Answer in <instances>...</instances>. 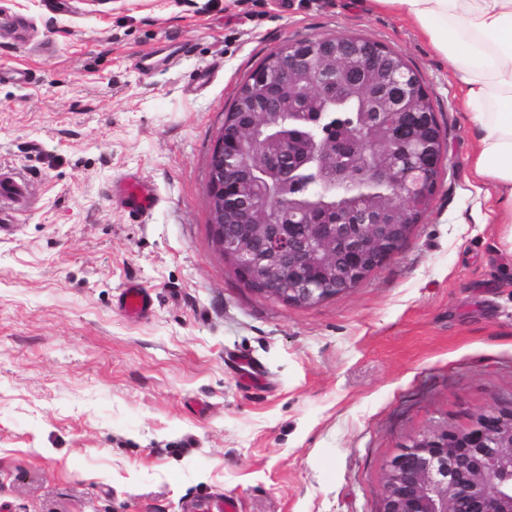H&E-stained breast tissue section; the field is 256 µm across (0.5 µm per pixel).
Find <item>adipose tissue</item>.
<instances>
[{"label": "adipose tissue", "instance_id": "ef3b65f1", "mask_svg": "<svg viewBox=\"0 0 512 512\" xmlns=\"http://www.w3.org/2000/svg\"><path fill=\"white\" fill-rule=\"evenodd\" d=\"M378 2L411 18L447 60L476 130L472 175L497 197L499 243L512 257V0Z\"/></svg>", "mask_w": 512, "mask_h": 512}]
</instances>
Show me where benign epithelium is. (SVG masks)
I'll list each match as a JSON object with an SVG mask.
<instances>
[{
	"instance_id": "1",
	"label": "benign epithelium",
	"mask_w": 512,
	"mask_h": 512,
	"mask_svg": "<svg viewBox=\"0 0 512 512\" xmlns=\"http://www.w3.org/2000/svg\"><path fill=\"white\" fill-rule=\"evenodd\" d=\"M354 48L346 35H327L289 46L253 74L242 104L228 112L207 162L209 224L216 252L249 290L287 305L309 306L337 295L334 285L361 284L397 255L411 233L405 212L384 218L374 207L359 211L355 224H322L288 199L295 173L309 165L333 190L345 184L346 149L378 150L377 127L359 124L341 138L319 139L326 104L343 96L340 58ZM364 76L385 88L406 87L384 105L404 116V132L417 150L406 177L375 168L370 181L387 185L399 200L425 201L441 168L429 135L430 113L421 106L425 90L380 46L363 50ZM303 107V125L281 126L291 91ZM266 193L263 213L252 194ZM381 512H512V409H493L467 428L424 433L387 464Z\"/></svg>"
}]
</instances>
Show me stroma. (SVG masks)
I'll use <instances>...</instances> for the list:
<instances>
[{
  "label": "stroma",
  "instance_id": "stroma-1",
  "mask_svg": "<svg viewBox=\"0 0 512 512\" xmlns=\"http://www.w3.org/2000/svg\"><path fill=\"white\" fill-rule=\"evenodd\" d=\"M332 34L403 57L447 151L398 255L288 306L215 251L207 160L261 60ZM474 140L446 60L373 0H0V171L31 196L0 206V512H381L404 445L512 408V258ZM130 174L147 216L112 193ZM123 191L130 213L137 217L149 214L158 204L152 190L135 176L130 175L124 179ZM119 305L131 316L144 317L152 309V292L139 283H128L119 295Z\"/></svg>",
  "mask_w": 512,
  "mask_h": 512
}]
</instances>
